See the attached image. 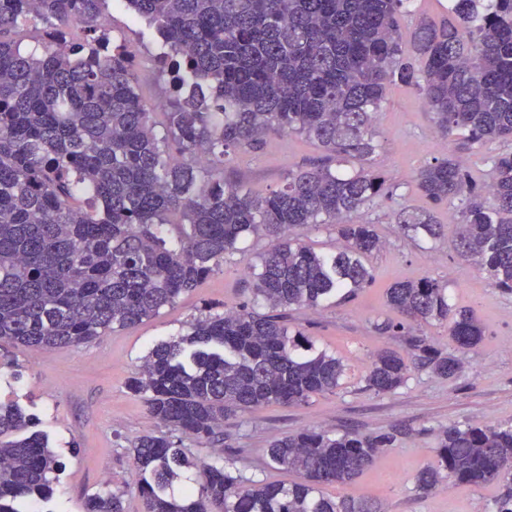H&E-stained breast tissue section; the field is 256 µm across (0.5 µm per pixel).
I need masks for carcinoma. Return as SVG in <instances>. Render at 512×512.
Listing matches in <instances>:
<instances>
[{
    "label": "carcinoma",
    "mask_w": 512,
    "mask_h": 512,
    "mask_svg": "<svg viewBox=\"0 0 512 512\" xmlns=\"http://www.w3.org/2000/svg\"><path fill=\"white\" fill-rule=\"evenodd\" d=\"M155 25L169 77L167 124L155 130L132 60L112 42L106 0H0V341L32 352L78 347L154 317L211 275L248 238L270 246L246 267L250 304L195 318L178 342L157 344L128 380L166 431L132 444L143 512H369L324 496L353 482L391 437L305 429L277 439L270 463L291 485L258 482L219 453L196 463L182 439L214 441L224 420L269 404H302L340 386L345 365L313 351L288 326V309L317 311L373 279L382 247L369 223L348 216L393 192L375 163V129L388 85L411 86L438 135L457 149L512 137V0H448L453 20L420 22L403 49L406 0H124ZM45 26V53L21 52L16 28ZM317 141L325 158L288 172L268 195L224 182L240 151L274 133ZM418 189L455 209L458 246L512 295V154L492 159L476 190L456 152L423 166ZM178 210L183 223L170 224ZM401 230L436 241L430 212L402 211ZM329 225L340 247L320 255L295 230ZM410 321L448 323V348L408 337L419 368L462 373L486 328L448 301L447 283L421 278L386 291ZM410 364L381 349L366 389L391 393ZM32 417L0 403V512L51 499L62 464ZM416 487L444 482L506 488L512 512V427L455 425ZM204 481L170 493L185 468ZM84 512H125L123 495H86Z\"/></svg>",
    "instance_id": "cac0c4a2"
}]
</instances>
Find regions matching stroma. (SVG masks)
Returning a JSON list of instances; mask_svg holds the SVG:
<instances>
[{"label":"stroma","instance_id":"obj_1","mask_svg":"<svg viewBox=\"0 0 512 512\" xmlns=\"http://www.w3.org/2000/svg\"><path fill=\"white\" fill-rule=\"evenodd\" d=\"M107 20L113 39L134 61L142 99L151 106L164 103L169 88L156 65L163 46L155 30L113 2ZM377 131L383 148L376 164L396 191L351 216L353 222L373 224L384 243L368 260L373 281L355 297L318 312L290 313L297 330L316 347L343 359L347 371L340 387L302 405L271 404L226 420L217 445L237 457L246 475L288 484L295 481V473L269 464L273 440L310 428L386 434L393 438L390 448L354 483L325 487L326 496L366 500L383 505L385 512H492L500 485H454L423 495L416 491L414 477L435 462L439 435L448 426H512V295L501 292L486 272L460 254L451 223L453 208L429 205L416 188L417 171L433 158L446 156L454 145L436 134L432 116L414 88L389 86ZM324 156L312 140L275 134L260 153H237L224 178L265 195L282 187L289 170ZM425 208L443 226L440 242L411 239L398 226L401 210ZM268 245V240L250 239L246 252L225 256L219 271L177 304L135 327L77 348L36 355L21 346H0V402L18 404L34 417L37 430L47 434L63 463L48 512H82L84 496L104 488L123 492L126 512H141L139 473L130 444L162 427L142 400L128 392L126 381L154 345L178 339L193 318L247 300L243 270ZM423 277L447 282L451 303L476 313L486 327L483 343L468 354L458 378L445 380L417 369L393 393L366 390L364 377L376 350L408 349L404 337L380 329L393 317L385 302L387 288Z\"/></svg>","mask_w":512,"mask_h":512}]
</instances>
